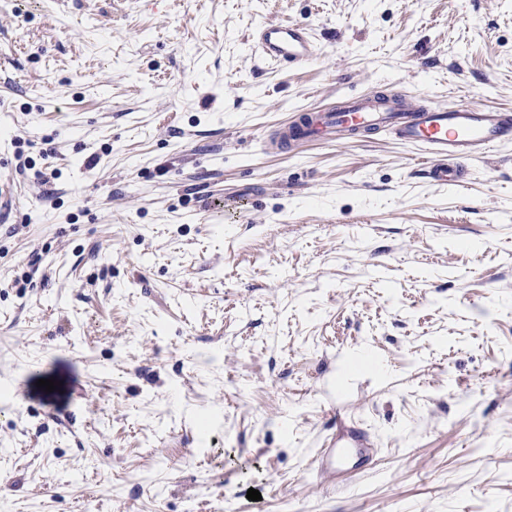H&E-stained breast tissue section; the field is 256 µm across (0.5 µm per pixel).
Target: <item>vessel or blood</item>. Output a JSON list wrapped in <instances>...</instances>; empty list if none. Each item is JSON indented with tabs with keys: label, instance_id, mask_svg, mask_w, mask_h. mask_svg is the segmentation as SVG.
<instances>
[{
	"label": "vessel or blood",
	"instance_id": "b4317fda",
	"mask_svg": "<svg viewBox=\"0 0 512 512\" xmlns=\"http://www.w3.org/2000/svg\"><path fill=\"white\" fill-rule=\"evenodd\" d=\"M256 42L266 59L283 66L302 69L318 61L317 45L299 23H264L257 30ZM380 129L405 144L424 148L431 158L427 178L448 186L463 181L465 164L472 157L512 142V114L469 105L448 109L432 105L424 95L413 103L377 91L349 99L328 112L301 115L281 130L277 145L284 148L309 138L332 140L340 131L358 135ZM370 450L365 431L342 424L319 450L313 466L318 473L330 475L345 454Z\"/></svg>",
	"mask_w": 512,
	"mask_h": 512
}]
</instances>
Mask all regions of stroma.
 <instances>
[{
  "label": "stroma",
  "instance_id": "stroma-1",
  "mask_svg": "<svg viewBox=\"0 0 512 512\" xmlns=\"http://www.w3.org/2000/svg\"><path fill=\"white\" fill-rule=\"evenodd\" d=\"M379 90L512 111V0H0V512H512V143L265 147ZM256 42L266 59L283 66L302 69L319 59L314 39L299 23L266 22L258 28ZM338 431L331 440L320 448L313 459V466L322 475L336 473L341 458L347 454H368L373 450L365 431L359 428L346 426L342 419H337Z\"/></svg>",
  "mask_w": 512,
  "mask_h": 512
}]
</instances>
